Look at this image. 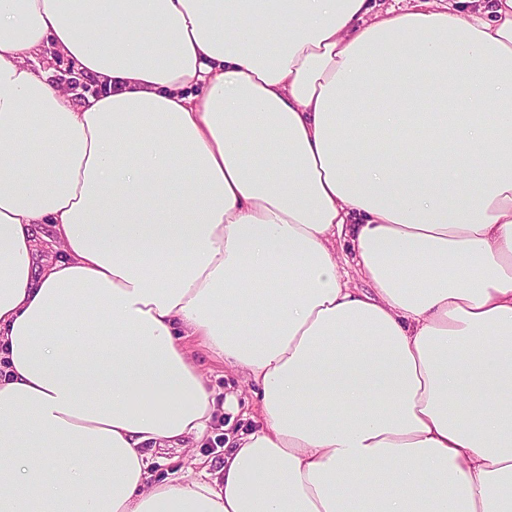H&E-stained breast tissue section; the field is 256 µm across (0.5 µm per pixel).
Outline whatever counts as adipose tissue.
<instances>
[{
	"label": "adipose tissue",
	"mask_w": 512,
	"mask_h": 512,
	"mask_svg": "<svg viewBox=\"0 0 512 512\" xmlns=\"http://www.w3.org/2000/svg\"><path fill=\"white\" fill-rule=\"evenodd\" d=\"M0 512H512V0H0ZM54 58L48 60L47 56L40 57L37 62H31V68L38 77H45L48 81L55 83L57 86L62 87L64 90L74 93V98H83L84 95H97L101 93L102 89L98 82H94L87 78H80L81 76L76 73L74 63L57 54H53ZM67 71V72H65ZM71 72L72 75L66 74ZM76 76L81 83L80 87L71 85L66 78ZM191 353L210 386L222 393V396L224 394L235 396L238 411L236 413L225 412L220 422L215 424L210 435L202 443L191 445L188 448H167L153 451L155 459L153 467L159 481L164 478H194L205 466H210L211 470L216 469L224 456V447L217 448L214 442L219 438H224V443H226L224 433H233L239 427L248 426L251 422L250 418L245 419L244 416L245 414L250 416L255 412V397L252 392L254 387L242 374L227 366L224 367L223 361L213 357L206 349L197 344H191ZM232 416H234V420L224 432L223 427ZM213 451L220 453H211Z\"/></svg>",
	"instance_id": "obj_1"
}]
</instances>
